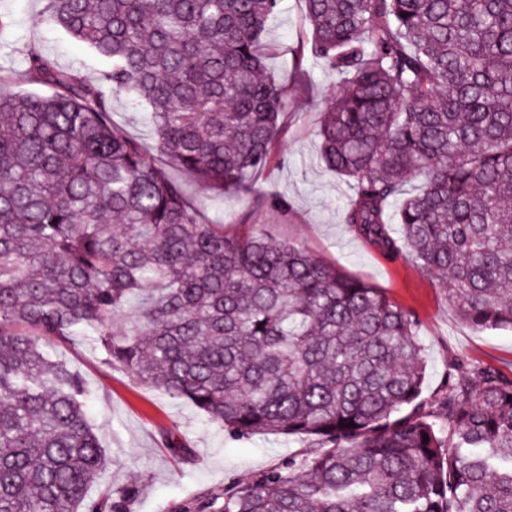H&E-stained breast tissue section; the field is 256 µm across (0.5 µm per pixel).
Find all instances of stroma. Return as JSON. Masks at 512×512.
<instances>
[{"instance_id": "1", "label": "stroma", "mask_w": 512, "mask_h": 512, "mask_svg": "<svg viewBox=\"0 0 512 512\" xmlns=\"http://www.w3.org/2000/svg\"><path fill=\"white\" fill-rule=\"evenodd\" d=\"M43 0H0V15L11 23L0 45V71L20 72L27 44H38L59 68L96 79L102 68L85 44L42 20ZM303 0H282L267 24L263 54L269 72L287 88L284 124L276 138L279 163L258 175L259 194L281 197L284 207L256 196H229L184 179L186 196L203 203L209 220L235 233L254 224L270 240L306 249L323 263L380 288L419 323L426 363L422 393L434 404L444 393L451 356L491 367L512 378V331H479L463 322L448 290L409 261H390L355 237L344 222L350 185L327 170L318 157V130L339 80L308 45ZM77 372L89 391L87 414L106 460L102 486L136 492L132 512H179L202 492H221L251 481L258 473L303 454L306 440L255 434L237 438L212 426L185 401L171 399L112 368L82 336L52 349ZM187 441L190 452L174 454L170 433Z\"/></svg>"}]
</instances>
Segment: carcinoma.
Segmentation results:
<instances>
[{
	"label": "carcinoma",
	"mask_w": 512,
	"mask_h": 512,
	"mask_svg": "<svg viewBox=\"0 0 512 512\" xmlns=\"http://www.w3.org/2000/svg\"><path fill=\"white\" fill-rule=\"evenodd\" d=\"M304 4L341 77L318 137L353 189L344 223L448 286L471 327L512 331V0ZM280 9L45 0L105 67L89 80L30 45L21 76L52 93L0 91V512H130L123 490L87 495L104 455L83 381L48 350L88 334L234 437L311 440L182 512H512V379L453 356L425 409L410 313L254 224L224 233L161 165L237 196L278 163L286 88L260 45ZM121 95L154 147L115 124Z\"/></svg>",
	"instance_id": "cac0c4a2"
}]
</instances>
